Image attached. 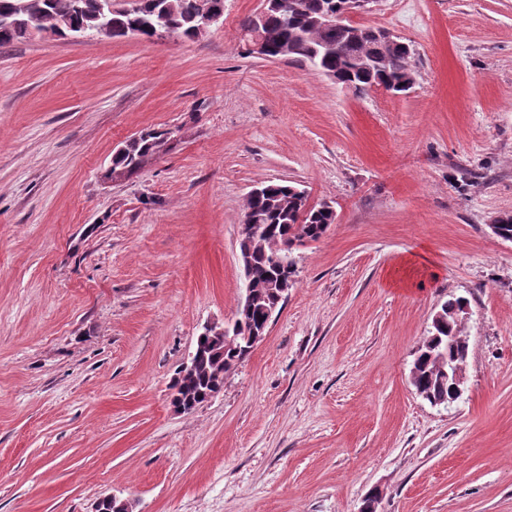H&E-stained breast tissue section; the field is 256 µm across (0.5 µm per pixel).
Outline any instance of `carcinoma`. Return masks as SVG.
Masks as SVG:
<instances>
[{"label":"carcinoma","mask_w":512,"mask_h":512,"mask_svg":"<svg viewBox=\"0 0 512 512\" xmlns=\"http://www.w3.org/2000/svg\"><path fill=\"white\" fill-rule=\"evenodd\" d=\"M33 8H42L44 25L60 35L70 33L69 25L88 30L99 22L100 0H28ZM347 0H281L268 8L263 33L268 55L281 59V49L293 48L291 58L304 61L316 70L339 78V83L359 93L376 85H384L397 94L412 88L414 70L411 63L413 49L401 43L388 51H380L369 42L352 44L337 33H328L315 25L323 12L337 13ZM20 0H0V17H9V23H0V46L29 39L26 16L16 12ZM207 8L224 12V0H139V9L130 14H114L109 23L108 37L128 35L131 25L142 26L147 37L153 28L165 27L180 38L197 39V28ZM170 140L164 131H146L116 153L112 158V171L129 172L143 161L162 150ZM288 183L261 186V192L246 199L242 223L259 225V234L250 239L253 259V285L259 296L268 292L271 281L280 278L283 270L272 258V246L292 244L295 240L316 241L325 234L326 226L334 223L331 213L313 207L304 222H298L302 203ZM459 299L443 303L437 312V324L423 342H432L433 348L418 357L419 375L415 389L420 394L437 399L448 398V380L441 377V368L454 361L465 364L469 351L447 347L448 336L460 332L449 311ZM252 352L251 345L240 342L227 347L216 338L209 342L198 360L192 376L176 379L172 384L175 394L185 401L200 403L208 396L219 393L222 384L217 374L234 370Z\"/></svg>","instance_id":"1"}]
</instances>
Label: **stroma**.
Masks as SVG:
<instances>
[{
    "mask_svg": "<svg viewBox=\"0 0 512 512\" xmlns=\"http://www.w3.org/2000/svg\"><path fill=\"white\" fill-rule=\"evenodd\" d=\"M262 0L199 39L0 47V512H512V0H379L415 83L358 93L247 53ZM169 129L116 174V150ZM334 224L296 247L268 334L190 413L174 377L244 298L250 190ZM409 254L425 270L392 283ZM463 297L462 396L409 380ZM167 131H146L139 134L138 138L132 139L124 147L118 149L112 158V171L129 172L138 169L143 161L162 150L170 140L165 136ZM122 150V151H121Z\"/></svg>",
    "mask_w": 512,
    "mask_h": 512,
    "instance_id": "35a3bbf8",
    "label": "stroma"
}]
</instances>
